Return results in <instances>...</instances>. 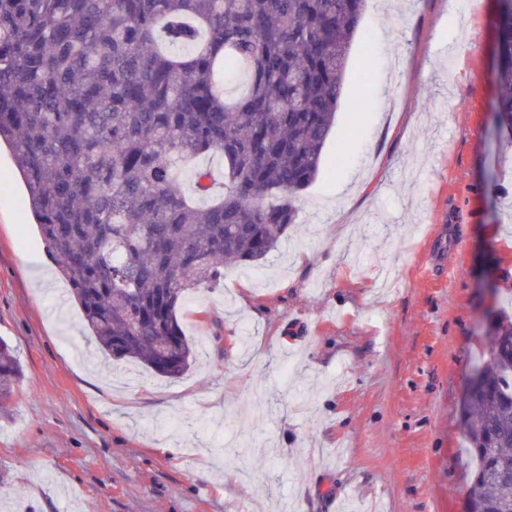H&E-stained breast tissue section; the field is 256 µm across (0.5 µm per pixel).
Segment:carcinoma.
<instances>
[{
  "label": "carcinoma",
  "instance_id": "carcinoma-1",
  "mask_svg": "<svg viewBox=\"0 0 512 512\" xmlns=\"http://www.w3.org/2000/svg\"><path fill=\"white\" fill-rule=\"evenodd\" d=\"M369 0H0V142L85 329L179 379L184 296L257 266L318 176ZM494 112L512 145V0H497ZM241 83L237 94L229 86ZM224 163V191L186 161ZM469 392L470 512H512V315H487ZM20 367L0 338V412Z\"/></svg>",
  "mask_w": 512,
  "mask_h": 512
}]
</instances>
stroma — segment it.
Instances as JSON below:
<instances>
[{"instance_id": "1", "label": "stroma", "mask_w": 512, "mask_h": 512, "mask_svg": "<svg viewBox=\"0 0 512 512\" xmlns=\"http://www.w3.org/2000/svg\"><path fill=\"white\" fill-rule=\"evenodd\" d=\"M496 0H369L299 217L264 265L181 302L167 380L101 353L0 151V512H468L465 390L512 312ZM367 100L365 111L351 103ZM20 372L14 349L5 339L0 338V412L7 409L15 396Z\"/></svg>"}]
</instances>
